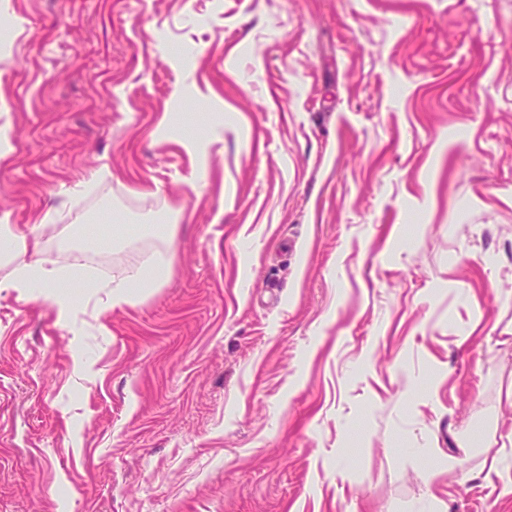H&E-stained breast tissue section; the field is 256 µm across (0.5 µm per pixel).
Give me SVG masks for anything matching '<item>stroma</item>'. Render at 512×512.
<instances>
[{
    "label": "stroma",
    "instance_id": "stroma-1",
    "mask_svg": "<svg viewBox=\"0 0 512 512\" xmlns=\"http://www.w3.org/2000/svg\"><path fill=\"white\" fill-rule=\"evenodd\" d=\"M1 126L0 512H512V0H0ZM0 240L7 247L0 252L1 262L14 266V277L8 288H53L55 285L77 278L80 265H57L55 261L43 259L37 237L17 232L10 224L9 213L0 214ZM167 244L170 254L167 261H148L139 265L132 266L119 280L112 279V283L98 284L95 283L93 288H111L108 295V304L112 308L128 303L134 294L133 288L138 291H145L146 288H152L162 279H164L169 271L170 263L173 255V238L170 226H167Z\"/></svg>",
    "mask_w": 512,
    "mask_h": 512
}]
</instances>
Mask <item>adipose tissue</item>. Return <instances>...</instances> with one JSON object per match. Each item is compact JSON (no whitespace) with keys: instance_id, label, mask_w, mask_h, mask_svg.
Instances as JSON below:
<instances>
[{"instance_id":"obj_1","label":"adipose tissue","mask_w":512,"mask_h":512,"mask_svg":"<svg viewBox=\"0 0 512 512\" xmlns=\"http://www.w3.org/2000/svg\"><path fill=\"white\" fill-rule=\"evenodd\" d=\"M0 240L5 243L4 249L0 250V260L14 267L11 287L51 288L80 275L79 264L59 265L42 258L36 237L17 232L6 213L0 214ZM169 268L166 261H148L132 266L123 278L112 281L109 306H121L129 301L134 291L155 286L166 277Z\"/></svg>"}]
</instances>
